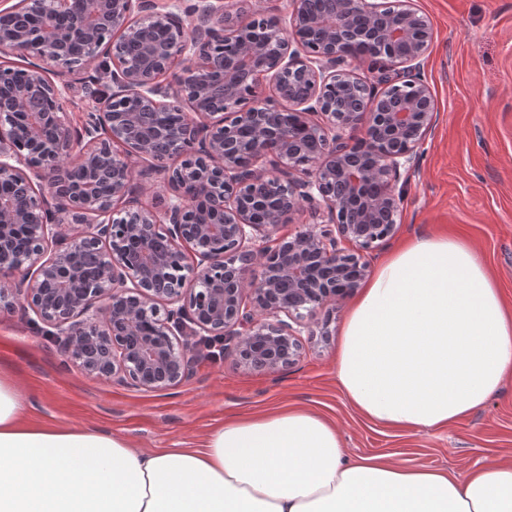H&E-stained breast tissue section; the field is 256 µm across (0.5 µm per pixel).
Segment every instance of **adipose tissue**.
Wrapping results in <instances>:
<instances>
[{
    "label": "adipose tissue",
    "mask_w": 512,
    "mask_h": 512,
    "mask_svg": "<svg viewBox=\"0 0 512 512\" xmlns=\"http://www.w3.org/2000/svg\"><path fill=\"white\" fill-rule=\"evenodd\" d=\"M512 375V310L467 241L427 236L381 261L351 300L336 376L356 409L397 428L447 427ZM0 512H512V463L458 475L351 458L302 409L225 422L201 447L139 450L29 422L0 374Z\"/></svg>",
    "instance_id": "obj_1"
}]
</instances>
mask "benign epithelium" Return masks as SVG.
Listing matches in <instances>:
<instances>
[{
    "instance_id": "benign-epithelium-1",
    "label": "benign epithelium",
    "mask_w": 512,
    "mask_h": 512,
    "mask_svg": "<svg viewBox=\"0 0 512 512\" xmlns=\"http://www.w3.org/2000/svg\"><path fill=\"white\" fill-rule=\"evenodd\" d=\"M289 24L264 30L235 54L224 39L264 16L241 0H17L0 10V308L18 304L63 341L67 362L86 374L145 390L178 385L191 361L190 336L233 343L240 367L276 372L303 350L304 319L351 296L369 276L364 252L393 236L402 196L436 120L420 62L429 21L398 2V22L375 29L379 58L403 66L399 98L345 66L340 46L356 15L380 19V0H333L320 17L290 0ZM180 66L174 82L161 77ZM81 76L95 103L82 129L65 122ZM273 83L285 114L318 146L299 161L290 126L262 97ZM353 97L333 111L329 91ZM156 112H180L179 136L133 134ZM24 115L28 136L18 135ZM253 133L242 138L239 130ZM251 161L241 160L243 153ZM178 158L170 168L164 161ZM157 163L170 192L160 209L134 196L133 160ZM205 210L193 211L194 202ZM329 216L264 245L285 215ZM27 244L15 249L18 232ZM260 261L263 278L248 274Z\"/></svg>"
}]
</instances>
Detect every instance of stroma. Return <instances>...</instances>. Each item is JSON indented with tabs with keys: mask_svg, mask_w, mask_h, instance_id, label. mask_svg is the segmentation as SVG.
I'll use <instances>...</instances> for the list:
<instances>
[{
	"mask_svg": "<svg viewBox=\"0 0 512 512\" xmlns=\"http://www.w3.org/2000/svg\"><path fill=\"white\" fill-rule=\"evenodd\" d=\"M433 30L421 61L437 120L403 196L398 232L369 257L378 264L404 241L448 234L481 253L512 309V0H413ZM31 311L0 310V371L18 382L30 421L85 426L137 448H194L224 420L306 408L334 423L353 457L459 474L512 463V377L487 404L446 428H392L359 413L336 379V343L312 338L290 368H240L191 337L193 363L178 386L145 391L87 377L64 364L56 337Z\"/></svg>",
	"mask_w": 512,
	"mask_h": 512,
	"instance_id": "35a3bbf8",
	"label": "stroma"
}]
</instances>
